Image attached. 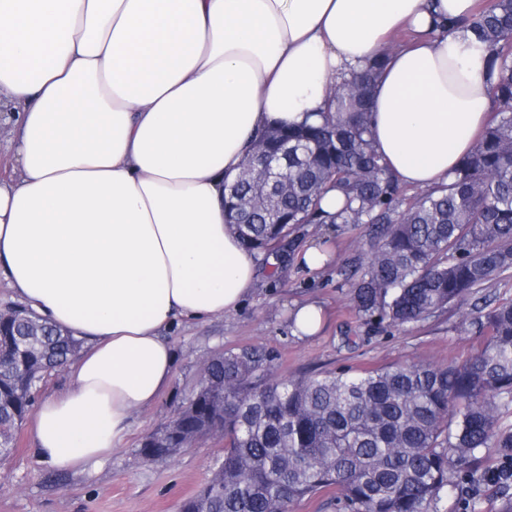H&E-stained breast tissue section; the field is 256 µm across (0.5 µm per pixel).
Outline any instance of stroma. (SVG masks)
I'll return each mask as SVG.
<instances>
[{
    "instance_id": "obj_1",
    "label": "stroma",
    "mask_w": 512,
    "mask_h": 512,
    "mask_svg": "<svg viewBox=\"0 0 512 512\" xmlns=\"http://www.w3.org/2000/svg\"><path fill=\"white\" fill-rule=\"evenodd\" d=\"M310 244L331 255L321 271H310L300 262L301 251ZM366 250L364 226L296 225L271 250L278 264L258 266L253 289L237 311L219 319L184 321L169 330L178 354L169 387L154 405L132 416L122 446L95 470L64 472L38 462L31 451L33 419L25 417L16 431L13 455L0 461V512H178L223 459V440L202 438L154 462L140 457V444L199 385L203 361L224 351L262 348L273 376L283 379L405 362L444 366L469 358L482 342L466 317L471 301L404 327L369 323L356 315L353 285L343 271L365 257ZM305 304L324 313L320 331L311 336L295 333L291 319Z\"/></svg>"
}]
</instances>
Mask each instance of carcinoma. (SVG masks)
<instances>
[{"label":"carcinoma","instance_id":"obj_1","mask_svg":"<svg viewBox=\"0 0 512 512\" xmlns=\"http://www.w3.org/2000/svg\"><path fill=\"white\" fill-rule=\"evenodd\" d=\"M471 31L488 52L494 116L448 183L410 200L371 141L367 86L385 63L343 80L318 125L288 127V223H266V204L224 202L227 223L256 255L293 224H366L368 252L355 267L358 316L405 325L429 319L512 273V0H484L441 32ZM336 191L340 207L322 202ZM475 323L483 342L446 367L392 365L356 374L325 372L277 380L267 352L241 347L211 358L203 382L159 431L142 441L147 460L185 448L224 423V461L180 512H289L297 501L336 492L347 512H426L452 486L476 481L478 454L500 463L479 476L512 487V299L484 300ZM81 343L19 308L0 321V458L33 404L41 376L80 352Z\"/></svg>","mask_w":512,"mask_h":512}]
</instances>
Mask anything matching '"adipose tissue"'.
<instances>
[{
    "mask_svg": "<svg viewBox=\"0 0 512 512\" xmlns=\"http://www.w3.org/2000/svg\"><path fill=\"white\" fill-rule=\"evenodd\" d=\"M478 0H0V278L81 340L42 401L35 457L84 470L169 385L165 332L236 311L256 262L224 185L259 131L316 120L390 58L372 142L402 183H446L491 120L487 50L435 34Z\"/></svg>",
    "mask_w": 512,
    "mask_h": 512,
    "instance_id": "1",
    "label": "adipose tissue"
}]
</instances>
